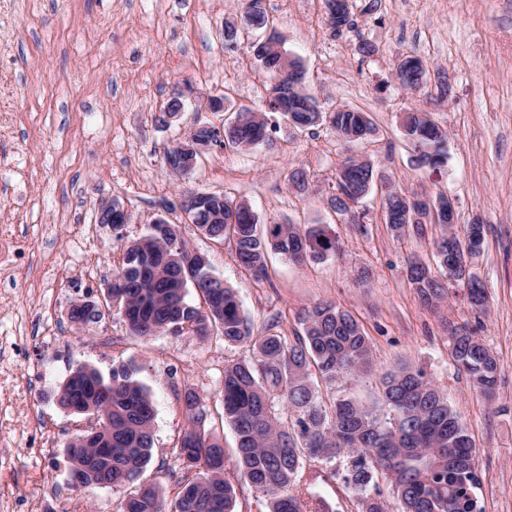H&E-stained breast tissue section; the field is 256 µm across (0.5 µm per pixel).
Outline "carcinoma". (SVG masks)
Returning <instances> with one entry per match:
<instances>
[{"mask_svg":"<svg viewBox=\"0 0 512 512\" xmlns=\"http://www.w3.org/2000/svg\"><path fill=\"white\" fill-rule=\"evenodd\" d=\"M243 20L248 29L268 28L261 0H249ZM395 73L400 85L412 93L427 82V70L416 57L398 60ZM245 116L237 129L224 131L220 145L249 148L267 139L264 113L247 110ZM329 117L342 135L361 139L373 129L368 114L358 110L342 109ZM428 123V115L419 111L402 117L405 136L414 147L426 149L446 140L440 129L431 139ZM367 177L365 168L345 159L329 204L340 214L354 212L363 199ZM399 194L407 196L414 209L426 205L425 200L391 187L384 213L396 207ZM197 228L211 240L232 242L240 264L258 278L267 275L269 252L297 264L321 261L336 252V236L321 224L303 231L293 224H267L261 229L248 223L240 207L227 198L224 223H210L207 214ZM391 228L399 237L420 239L427 233L425 224ZM473 241L483 242L480 224L469 225L462 239L446 234L437 240L436 269L416 258L409 261L408 279L424 304L449 296L448 284L461 283L467 287L470 305L485 308V290L465 259ZM129 251L141 256L144 265L142 278L125 288V297L142 311V318L129 325L133 335L151 337L186 322V334L202 342L220 339L247 345L250 355L224 367L220 419L236 433L234 457L225 455L219 438L206 428L208 413L201 397L192 390L184 393L189 427L177 448L178 467L165 473L178 488L171 503L160 482L143 479L151 459L154 408L130 369L114 365L105 378L82 365L59 386L55 395L61 409H67L72 398H85L92 402L99 426L112 421V442L105 441L103 433L99 441L87 442L85 431L67 443L64 453L71 470L86 473L88 485L110 482L115 489H127L119 512H233V486L224 477L228 470L240 473L267 499L269 512H334L323 497L302 499V486L307 484L304 463L328 464L341 457L349 459L342 480L354 494L358 512H386L382 493L370 486L376 472L391 482L398 512H477L474 442L448 397L424 372L402 368L385 374L382 399L391 412L387 421L345 391L323 401L311 371L322 382L345 388L373 368L369 339L349 312L317 303L301 316L302 333L294 339L269 330L255 336L233 289L194 270L182 274L178 263L166 260L168 255L191 257L181 235L158 236L149 230L129 243ZM192 287L200 299L197 306L186 299ZM451 347L457 368L484 397L494 399L498 362L493 353L470 333L452 336ZM100 446L112 459V474L107 477L92 457V449Z\"/></svg>","mask_w":512,"mask_h":512,"instance_id":"carcinoma-1","label":"carcinoma"}]
</instances>
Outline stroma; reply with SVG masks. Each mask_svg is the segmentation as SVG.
Instances as JSON below:
<instances>
[{"label": "stroma", "instance_id": "stroma-1", "mask_svg": "<svg viewBox=\"0 0 512 512\" xmlns=\"http://www.w3.org/2000/svg\"><path fill=\"white\" fill-rule=\"evenodd\" d=\"M284 49L305 71V88L324 111L368 112L375 130L366 140L343 141L329 124L301 130L277 112H266L267 142L248 150L214 147L186 176H174L164 152L197 124L222 127L240 108L265 110L270 81L252 42L263 31L228 41L224 26L239 22L242 0H0V229L24 243L26 255L0 267V346L27 336L32 322L53 318L64 345H31L0 378L26 386L33 363L44 366L32 401L48 428L61 430L46 455L32 454L28 410L0 402L13 420L5 446L18 476L11 503L0 512H32L51 489L69 492L61 512L77 500L95 512H116L124 490L71 487L65 444L84 420L62 412L54 393L80 365L108 374L127 365L154 403L152 459L146 474L172 466L188 427L182 398L199 394L210 418L221 411L224 367L248 356L244 345L192 336L130 334L117 309L80 328L65 313L76 300L104 299L126 244L144 235L158 217L179 223L191 250L207 255L212 271L234 288L255 333L276 328L294 336L298 316L318 302L352 314L368 336L373 369L350 394L381 418V378L402 367L423 370L459 412L477 448L478 512H512V0H353V27L333 30L322 0H262ZM372 57H360V42ZM423 60L428 81L416 93L401 87L394 63ZM448 92L440 94L439 79ZM190 86L180 116L157 117L174 90ZM223 97L225 109L207 101ZM411 110L429 113L446 134L445 163L418 165L400 119ZM348 156L369 161L391 184L421 197L446 194L456 207L453 231L484 227L480 252L467 266L484 285L487 304L472 311L463 295L434 305L421 302L406 269L410 254L434 264L432 224L424 239H400L382 215L384 195L372 186L359 208L366 229L340 221L329 209L336 168ZM306 171L309 190L288 182ZM216 193L247 203L262 224H325L336 233L340 254L298 265L267 256V279L255 280L230 244L210 240L184 223L179 202L188 193ZM119 200L129 214L113 231L97 221L100 207ZM92 227L96 250L79 237ZM98 271L85 280L83 270ZM468 327L499 363L495 399L473 388L452 356L451 331ZM111 344H104V337Z\"/></svg>", "mask_w": 512, "mask_h": 512}]
</instances>
